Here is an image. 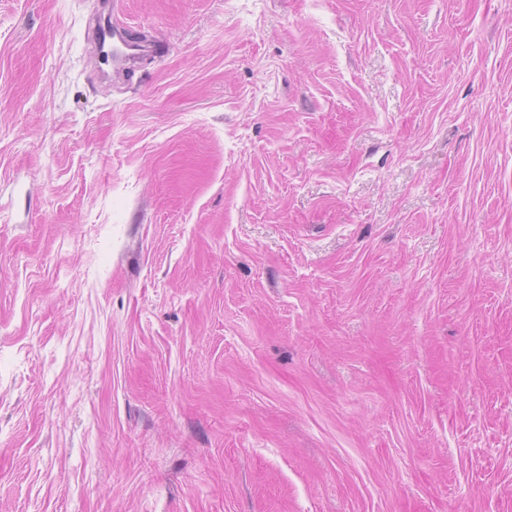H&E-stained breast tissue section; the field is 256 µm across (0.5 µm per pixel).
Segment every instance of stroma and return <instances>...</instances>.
<instances>
[{
    "mask_svg": "<svg viewBox=\"0 0 512 512\" xmlns=\"http://www.w3.org/2000/svg\"><path fill=\"white\" fill-rule=\"evenodd\" d=\"M0 0V512H512V0ZM98 44L102 51L112 43V62L120 70L132 63L141 53L155 49L152 43L133 40L124 29L110 23L105 18H97Z\"/></svg>",
    "mask_w": 512,
    "mask_h": 512,
    "instance_id": "1",
    "label": "stroma"
}]
</instances>
